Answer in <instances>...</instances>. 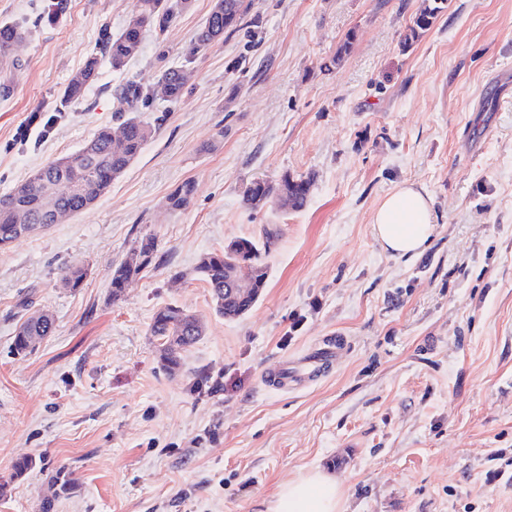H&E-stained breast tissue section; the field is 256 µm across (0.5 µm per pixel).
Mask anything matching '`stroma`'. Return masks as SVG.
<instances>
[{"label":"stroma","mask_w":512,"mask_h":512,"mask_svg":"<svg viewBox=\"0 0 512 512\" xmlns=\"http://www.w3.org/2000/svg\"><path fill=\"white\" fill-rule=\"evenodd\" d=\"M0 0L30 27L0 94V195L118 129L113 91L183 68L185 94L141 112L154 133L90 208L0 250V512H36L59 467L56 512H267L280 484L333 475L340 512H512V0H447L410 47L423 0H252L250 20L195 50L213 0L164 37L144 31L124 73L101 64L60 107L103 31L133 0ZM346 53H339L341 44ZM309 176L299 211L248 209L252 180ZM193 181L190 204L167 197ZM404 181L436 216L423 255L397 258L372 215ZM275 238L256 305L227 320L195 267L240 237ZM156 256L110 296V269L146 237ZM87 270L77 290L61 267ZM180 307L204 326L177 374L150 325ZM56 329L11 343L28 316ZM342 349L307 387L263 381L324 338ZM221 391L190 392L196 373ZM35 469L11 479L21 457ZM97 78V58L92 57L83 69L77 72L67 83L61 94L63 106L82 100L87 89ZM55 328L52 316L38 314L25 320L14 336L12 349L16 354H27L32 352L36 345L46 336L50 335ZM52 486L55 487L53 493L50 496L47 495L40 499L38 512H53L55 499L61 494H70L75 490L76 483L71 478L70 472L62 468L57 471Z\"/></svg>","instance_id":"35a3bbf8"}]
</instances>
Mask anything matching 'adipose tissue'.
<instances>
[{
	"label": "adipose tissue",
	"instance_id": "adipose-tissue-1",
	"mask_svg": "<svg viewBox=\"0 0 512 512\" xmlns=\"http://www.w3.org/2000/svg\"><path fill=\"white\" fill-rule=\"evenodd\" d=\"M373 232L382 247L398 256H417L434 232L429 196L415 183L397 185L376 210ZM334 478L315 471L281 484L269 512H339Z\"/></svg>",
	"mask_w": 512,
	"mask_h": 512
}]
</instances>
